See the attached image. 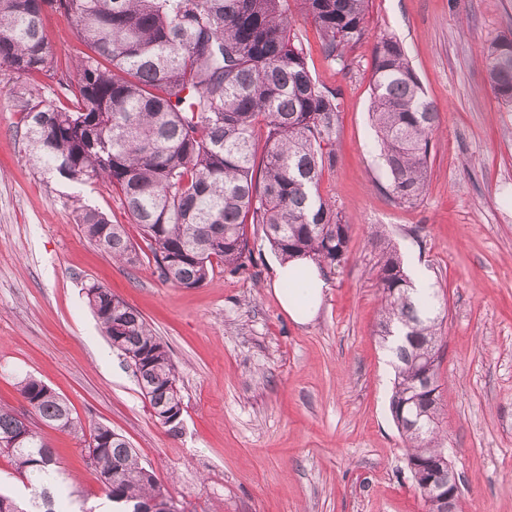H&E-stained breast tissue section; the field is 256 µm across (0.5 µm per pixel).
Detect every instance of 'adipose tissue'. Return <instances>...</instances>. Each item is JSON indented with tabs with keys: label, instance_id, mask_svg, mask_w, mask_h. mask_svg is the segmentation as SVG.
Returning <instances> with one entry per match:
<instances>
[{
	"label": "adipose tissue",
	"instance_id": "ef3b65f1",
	"mask_svg": "<svg viewBox=\"0 0 512 512\" xmlns=\"http://www.w3.org/2000/svg\"><path fill=\"white\" fill-rule=\"evenodd\" d=\"M272 285L281 307L294 322L306 324L316 317L326 282L314 262L298 259L277 264Z\"/></svg>",
	"mask_w": 512,
	"mask_h": 512
}]
</instances>
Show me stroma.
I'll list each match as a JSON object with an SVG mask.
<instances>
[{
  "mask_svg": "<svg viewBox=\"0 0 512 512\" xmlns=\"http://www.w3.org/2000/svg\"><path fill=\"white\" fill-rule=\"evenodd\" d=\"M367 20L345 70L326 62L313 23L291 16L313 75L341 94L337 164L320 191L350 226L319 314L304 325L282 309L272 289L279 257L253 226L246 271L219 265L190 289L162 281L117 191L42 173L31 159L19 91L57 100L56 74L0 70V405L22 408L19 381L42 380L84 428L124 435L182 512H425L389 411L380 233L446 309L437 376L460 508L512 512V112L479 56L484 39L512 37V0H369ZM384 34L403 43L439 114L429 184L411 207L387 191L369 119L373 46ZM75 196L125 225L136 267L88 242ZM90 283L136 309L168 346L179 433L158 423L103 335L86 302ZM41 432L86 504L104 500L83 437Z\"/></svg>",
  "mask_w": 512,
  "mask_h": 512,
  "instance_id": "stroma-1",
  "label": "stroma"
}]
</instances>
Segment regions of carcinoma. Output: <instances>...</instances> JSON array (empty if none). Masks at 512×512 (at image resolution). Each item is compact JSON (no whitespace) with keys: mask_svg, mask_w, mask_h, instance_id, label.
<instances>
[{"mask_svg":"<svg viewBox=\"0 0 512 512\" xmlns=\"http://www.w3.org/2000/svg\"><path fill=\"white\" fill-rule=\"evenodd\" d=\"M316 25L324 58L350 66L367 31L369 0H0V68L49 71L54 55L43 31L49 11L68 15L86 51L75 76L60 81L72 107L23 105L24 135L40 169L121 194L160 278L182 288L204 284L214 261L237 272L252 260L246 225L259 226L281 260L306 257L340 265L349 225L320 193L336 166L340 101L312 75L291 35L290 2ZM482 61L498 102L512 107V39L484 45ZM372 126L389 194L414 205L430 178L438 112L402 43L382 36L373 48ZM84 237L115 262L139 254L125 226L73 201ZM378 336L392 337V418L405 438L411 475L426 512H438L427 482L448 476L437 381L441 311L415 292L395 247L380 241ZM87 303L112 349L134 367L154 417L177 432L183 413L169 349L145 319L95 283ZM432 378L431 387L422 380ZM23 410L0 407V440L23 437L0 453L30 483L19 502L0 493L7 512H75V489L38 423L84 433L67 403L41 380L20 382ZM90 460L117 512H141L168 496L154 471L111 427L90 430Z\"/></svg>","mask_w":512,"mask_h":512,"instance_id":"1","label":"carcinoma"}]
</instances>
